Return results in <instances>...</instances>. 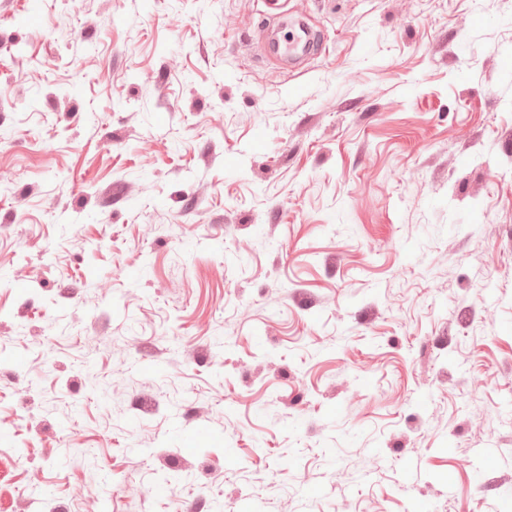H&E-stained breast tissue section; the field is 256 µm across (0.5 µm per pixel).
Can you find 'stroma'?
<instances>
[{
    "label": "stroma",
    "instance_id": "stroma-1",
    "mask_svg": "<svg viewBox=\"0 0 512 512\" xmlns=\"http://www.w3.org/2000/svg\"><path fill=\"white\" fill-rule=\"evenodd\" d=\"M1 179L0 512H501L512 0H0Z\"/></svg>",
    "mask_w": 512,
    "mask_h": 512
}]
</instances>
